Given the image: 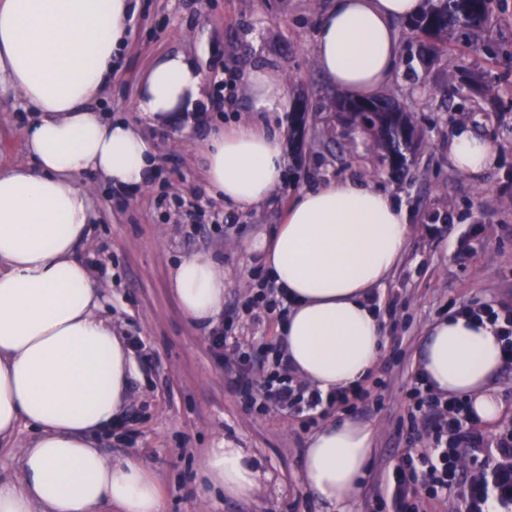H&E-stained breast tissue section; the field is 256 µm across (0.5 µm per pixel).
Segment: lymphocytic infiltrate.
Wrapping results in <instances>:
<instances>
[{
  "label": "lymphocytic infiltrate",
  "instance_id": "obj_1",
  "mask_svg": "<svg viewBox=\"0 0 512 512\" xmlns=\"http://www.w3.org/2000/svg\"><path fill=\"white\" fill-rule=\"evenodd\" d=\"M457 314L494 329L501 344L502 363L512 367V308L464 303ZM271 361L261 382H254L249 365L253 356ZM224 375L248 405L274 404L307 421H316L327 409L356 399L366 401L370 393L362 386L327 394L297 380L281 347L259 345L255 352L237 351L235 359L223 362ZM413 420L421 427L415 440H426L424 449L407 454L402 466L387 480L394 512H419L420 490L436 495L459 486L463 489V512H512V433L496 439L481 431L468 403L456 396L437 393L422 372H415L407 391ZM482 455L484 465L462 469L461 450Z\"/></svg>",
  "mask_w": 512,
  "mask_h": 512
}]
</instances>
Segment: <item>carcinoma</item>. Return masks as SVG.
<instances>
[{
	"instance_id": "cac0c4a2",
	"label": "carcinoma",
	"mask_w": 512,
	"mask_h": 512,
	"mask_svg": "<svg viewBox=\"0 0 512 512\" xmlns=\"http://www.w3.org/2000/svg\"><path fill=\"white\" fill-rule=\"evenodd\" d=\"M495 0H425L423 12L406 25V35L419 34L441 38L450 30H483L493 17ZM335 110L347 114L352 123L372 133L377 148L392 170L404 172L409 167L416 129L409 116L392 99H338Z\"/></svg>"
}]
</instances>
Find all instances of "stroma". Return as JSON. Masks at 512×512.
<instances>
[{"mask_svg":"<svg viewBox=\"0 0 512 512\" xmlns=\"http://www.w3.org/2000/svg\"><path fill=\"white\" fill-rule=\"evenodd\" d=\"M331 0H137L126 46L99 109L137 120L143 75L161 54L191 56L205 74L194 121L145 127L158 152L157 177L144 191L115 202L108 185L88 176L95 219L77 253L106 297L101 311L133 350L134 380L126 426L100 435L109 458H135L163 490L166 512H337L302 485L304 451L316 424L289 411L247 406L228 386L207 330L180 311L168 271L183 257L223 261L224 320L242 344L276 342L277 315L240 304L260 268L247 245L271 233L298 192L330 181H373L408 208L412 229L404 253L379 287L385 344L365 388L377 393L369 410L328 409L325 421L351 418L374 431L369 470L357 512H393L383 476L401 465L409 446L406 392L427 326L470 302L512 305V0H497L480 34L455 31L447 49L427 54L401 39L398 68L384 90L414 118L420 135L407 175L391 173L371 140L331 111L335 86L318 69L314 44ZM277 70L287 85L285 111L261 118L278 127L306 103L300 140L285 142V183L250 211L230 210L209 190L205 146L217 126L251 118L240 86L249 69ZM30 115L18 94L0 89V164L27 163L23 128ZM463 126L489 140L495 166L459 172L448 138ZM470 252L456 243L473 225ZM227 441L246 449L262 473L257 493L239 500H201L194 484L205 449Z\"/></svg>","mask_w":512,"mask_h":512,"instance_id":"35a3bbf8","label":"stroma"}]
</instances>
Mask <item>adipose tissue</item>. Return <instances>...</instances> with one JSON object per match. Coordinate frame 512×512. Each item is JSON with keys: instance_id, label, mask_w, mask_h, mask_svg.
<instances>
[{"instance_id": "1", "label": "adipose tissue", "mask_w": 512, "mask_h": 512, "mask_svg": "<svg viewBox=\"0 0 512 512\" xmlns=\"http://www.w3.org/2000/svg\"><path fill=\"white\" fill-rule=\"evenodd\" d=\"M422 0H335L323 17L314 55L337 88L358 98L388 86L399 58L395 23ZM131 0H0V84L34 113L25 127L29 164L0 166V441L33 427L17 479L0 481V512H164L152 473L133 459L113 461L95 437L124 411L131 350L99 314L101 292L76 256L93 209L81 178L92 174L128 192L148 186L156 152L140 123L162 126L193 111L205 76L182 53L159 56L135 103L139 123L96 104L125 43ZM245 95L258 112H278L282 76L252 70ZM285 133L240 123L210 136L206 181L230 208L271 199L282 183ZM458 170L478 174L497 161L488 140L468 128L448 141ZM409 215L374 182H333L298 193L274 232L253 242L265 270L288 296L279 328L296 374L322 392L363 382L384 344L383 318L370 301L400 259ZM183 313L217 323L224 310V266L197 254L169 274ZM419 368L435 390L469 402L491 425L503 407L488 384L502 367L490 326L462 316L425 331ZM369 426L343 420L319 428L301 478L316 497L352 512L372 456ZM261 472L244 449L219 445L201 462L199 497H253Z\"/></svg>"}]
</instances>
